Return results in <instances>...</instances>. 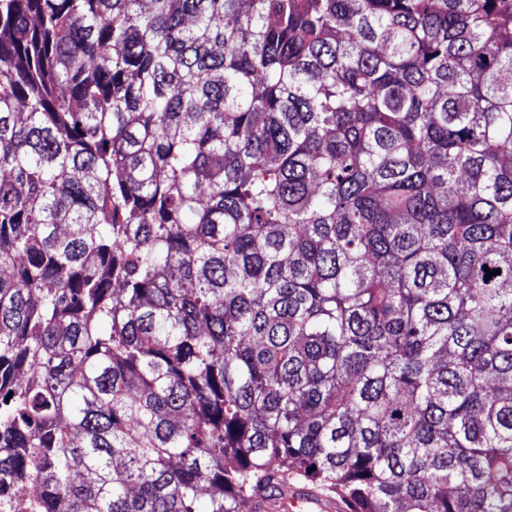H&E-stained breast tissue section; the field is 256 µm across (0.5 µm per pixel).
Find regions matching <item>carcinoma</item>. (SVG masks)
I'll list each match as a JSON object with an SVG mask.
<instances>
[{
	"mask_svg": "<svg viewBox=\"0 0 512 512\" xmlns=\"http://www.w3.org/2000/svg\"><path fill=\"white\" fill-rule=\"evenodd\" d=\"M290 477L512 512V0H0V512Z\"/></svg>",
	"mask_w": 512,
	"mask_h": 512,
	"instance_id": "obj_1",
	"label": "carcinoma"
}]
</instances>
